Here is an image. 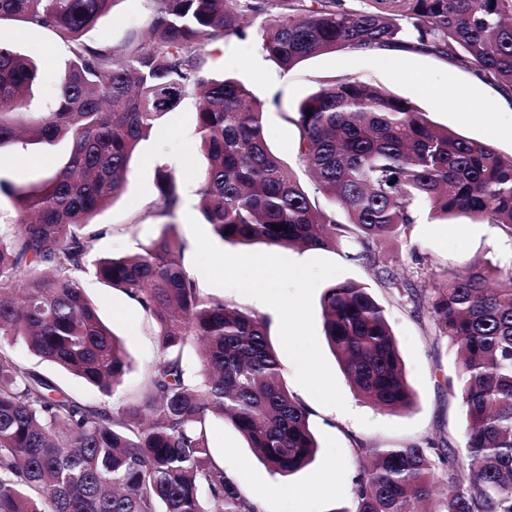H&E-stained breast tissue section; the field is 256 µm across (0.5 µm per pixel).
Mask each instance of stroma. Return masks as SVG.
Segmentation results:
<instances>
[{"instance_id": "obj_1", "label": "stroma", "mask_w": 512, "mask_h": 512, "mask_svg": "<svg viewBox=\"0 0 512 512\" xmlns=\"http://www.w3.org/2000/svg\"><path fill=\"white\" fill-rule=\"evenodd\" d=\"M148 22L146 0H119L84 39L93 46L119 48L131 33H146ZM248 24L247 38L223 35L206 41L201 49L206 59L205 72L210 76L236 77L253 96L267 102V141L308 192H315L316 187L298 160V130L291 119L300 101L313 93L320 82L339 77L357 76L378 85L427 112L436 125L482 141L503 156H512V94L476 81L471 73L447 60L402 50L374 59L359 51L344 50L314 56L285 72L260 48V19H249ZM0 44L39 62L40 78L33 87L30 108L35 112L48 110L70 56L67 44L46 29L13 20L0 21ZM200 107L199 95L187 92L179 106L167 113L160 126L139 143L124 191L93 219L97 235L90 243L87 261L92 264L106 257L140 253L161 234L163 226L154 216L159 203L156 174L159 168L171 167L170 157L181 159V166L173 169L180 193L175 222L185 242L184 266L209 297L267 318L269 338L288 388L307 406L310 428L318 445L307 467L281 476L271 473L259 461L230 420L213 416L208 420L212 455L226 474L240 480L243 494L257 504L259 512H289L290 507L281 495L285 486L303 493L304 512H351L353 479L358 471L357 442L394 448L435 438L460 446L461 406L446 383L448 376L455 373L456 349L446 337L435 335L424 311L414 309L391 290L375 285L367 267L353 258L357 251L353 241H343L340 248L321 252L283 248L280 256L297 262L321 257L343 266L339 281L370 286L386 308L415 404L406 412H388L360 400L329 350L324 356L346 400L347 411L319 404L301 387L295 378V366L279 339L276 311L238 291L210 285L194 264L196 243L187 218L200 214L198 191L205 166L197 134ZM67 151L63 142L53 147L19 143L7 146V154L17 156L18 161L1 170L0 177L18 186L37 181L51 174ZM389 257L401 280L420 291L435 288L439 273L460 263L493 264L489 279L494 282L498 269L512 267V237L497 225L481 224L467 217L457 218L449 225L422 219L410 226L406 240ZM79 283L99 317L123 341L128 353L129 366L114 394L102 393L37 357L23 343H12L7 350L20 367L53 378L81 402L116 407L129 397L140 395L147 372L158 358L152 325L138 303L98 279L94 272L81 274ZM365 418L370 421L366 427L361 424Z\"/></svg>"}]
</instances>
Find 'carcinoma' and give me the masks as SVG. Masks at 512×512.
<instances>
[{
	"label": "carcinoma",
	"mask_w": 512,
	"mask_h": 512,
	"mask_svg": "<svg viewBox=\"0 0 512 512\" xmlns=\"http://www.w3.org/2000/svg\"><path fill=\"white\" fill-rule=\"evenodd\" d=\"M119 0H0V21L50 30L70 60L54 106L29 110L36 62L0 44V149L17 142L69 153L25 186L0 177L20 221L0 234V340L101 392L128 366L120 341L79 286L92 218L126 183L132 155L188 92L203 105L197 133L207 165L200 211L231 244L334 249L353 237L384 288L424 305L434 333L457 346L463 449L425 439L357 448L352 512H512V271L492 288L482 268L448 267L430 295L401 282L386 251L422 216L468 217L512 237V157L429 121L412 103L358 77L319 84L291 119L319 205L265 137V103L233 77L211 78L199 48L218 32L247 36L280 68L342 50L432 54L512 91V0H147L145 35L119 48L83 39ZM311 114H306V111ZM157 217H174L178 182L157 174ZM175 223L95 274L137 302L156 327L161 357L138 400L91 406L0 349V512H257L238 479L214 462L213 415L229 418L270 470L290 475L317 445L309 410L289 390L265 318L214 300L190 278ZM325 337L355 394L392 412L414 394L385 307L345 281L321 299ZM200 342L189 378L181 349ZM440 471L445 495L434 481Z\"/></svg>",
	"instance_id": "carcinoma-1"
}]
</instances>
